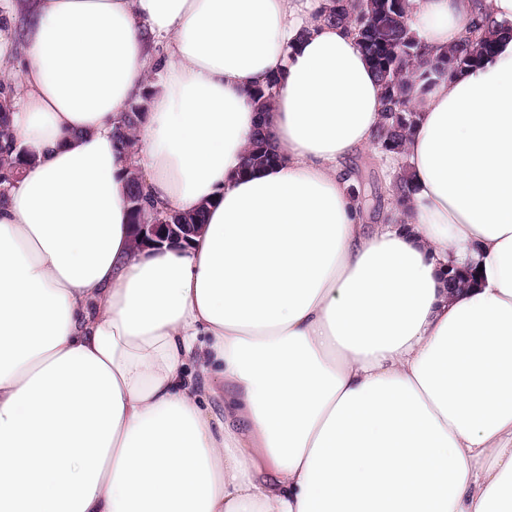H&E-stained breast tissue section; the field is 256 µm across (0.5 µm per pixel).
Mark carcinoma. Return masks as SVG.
I'll list each match as a JSON object with an SVG mask.
<instances>
[{"label": "carcinoma", "mask_w": 512, "mask_h": 512, "mask_svg": "<svg viewBox=\"0 0 512 512\" xmlns=\"http://www.w3.org/2000/svg\"><path fill=\"white\" fill-rule=\"evenodd\" d=\"M371 18V46L360 47L368 60L385 97L383 122L377 129L376 144L384 153L399 150L404 136L414 122V112L408 103V89L413 83L414 66L419 57L418 40L411 35L408 23V0H392V7L384 8L383 0H367L350 10L347 5L332 6L326 20L336 24L355 27L356 37H363L365 23L362 18ZM478 24L469 30V36L448 54L426 64L419 79L432 84L450 73L475 66L493 49L492 37L481 33ZM281 76L275 75L265 84L256 87L250 94V102L258 112V124L251 142L246 166L249 168L269 166L276 162L270 135L265 127V114L270 111ZM12 89L0 84V178L3 185H11L32 162V155L10 145V97ZM151 87L130 104L115 125L112 138L118 153L125 154L137 146V131L146 118ZM130 223L150 224L164 218L171 224H202L206 207L193 213L177 211L158 212L145 205L141 177L135 171L126 172Z\"/></svg>", "instance_id": "1"}]
</instances>
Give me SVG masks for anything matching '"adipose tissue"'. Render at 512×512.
<instances>
[{"mask_svg": "<svg viewBox=\"0 0 512 512\" xmlns=\"http://www.w3.org/2000/svg\"><path fill=\"white\" fill-rule=\"evenodd\" d=\"M331 0H30L35 156L0 207V512H512V0H409L426 57L378 223L383 89ZM160 74L151 83L152 74ZM277 160L248 169L274 75ZM189 246L134 251L118 118ZM474 279L449 288V269ZM481 30L480 24H474L469 30V36H466L458 47L448 51V55L427 63L419 79L432 84L448 76V73L462 71L478 64L493 49L492 37L480 33ZM152 88V86H146L115 125L112 138L119 154H125L137 146V131L146 118L147 104ZM354 169L358 175V179L362 177L376 192L382 188L383 194L385 193V188L388 183L387 174L377 157L369 154L365 157L358 158L354 161Z\"/></svg>", "mask_w": 512, "mask_h": 512, "instance_id": "ef3b65f1", "label": "adipose tissue"}]
</instances>
